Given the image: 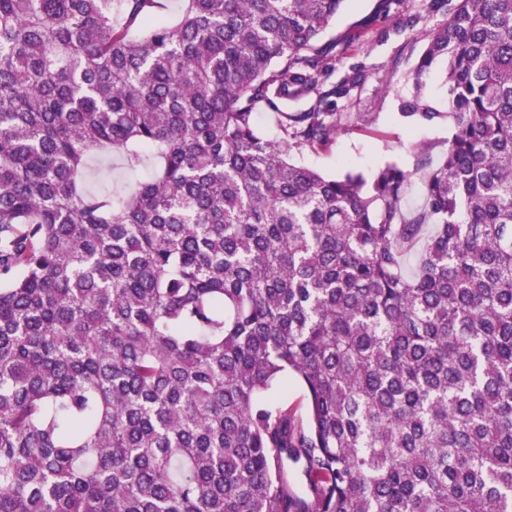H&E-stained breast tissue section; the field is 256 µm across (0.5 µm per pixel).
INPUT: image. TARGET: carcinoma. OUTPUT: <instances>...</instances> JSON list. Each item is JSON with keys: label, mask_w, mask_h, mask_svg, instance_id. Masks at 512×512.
<instances>
[{"label": "carcinoma", "mask_w": 512, "mask_h": 512, "mask_svg": "<svg viewBox=\"0 0 512 512\" xmlns=\"http://www.w3.org/2000/svg\"><path fill=\"white\" fill-rule=\"evenodd\" d=\"M178 2L0 0V512H512V0L422 36L441 157L335 177L349 0ZM424 93L438 110L446 111L447 87L445 85V75L441 68L435 69L426 79ZM257 123L261 131L274 141H281L284 138L281 127L280 116L276 112H271L266 108L257 110ZM270 396L291 407L303 404V389L295 379L288 382V387L279 384L271 391Z\"/></svg>", "instance_id": "carcinoma-1"}]
</instances>
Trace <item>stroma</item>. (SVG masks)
Segmentation results:
<instances>
[{
  "label": "stroma",
  "instance_id": "1",
  "mask_svg": "<svg viewBox=\"0 0 512 512\" xmlns=\"http://www.w3.org/2000/svg\"><path fill=\"white\" fill-rule=\"evenodd\" d=\"M379 3L351 0L322 39L336 57L328 84H340L356 70L363 75L357 88L336 99L335 109L346 121L335 141L291 153L294 161L327 176L347 167L368 172L387 162L409 168L412 144H429L437 158L449 136L447 121L424 125L400 115L402 101L414 92L412 72L424 49L420 36L444 23L447 9L428 12L423 0H402L384 14Z\"/></svg>",
  "mask_w": 512,
  "mask_h": 512
}]
</instances>
